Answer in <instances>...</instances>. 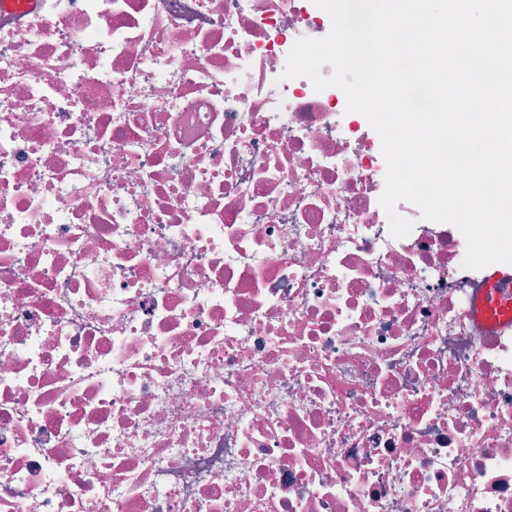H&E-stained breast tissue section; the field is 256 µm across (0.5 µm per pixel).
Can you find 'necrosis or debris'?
<instances>
[{"label": "necrosis or debris", "mask_w": 512, "mask_h": 512, "mask_svg": "<svg viewBox=\"0 0 512 512\" xmlns=\"http://www.w3.org/2000/svg\"><path fill=\"white\" fill-rule=\"evenodd\" d=\"M312 0L0 9V512H512V334L393 237Z\"/></svg>", "instance_id": "necrosis-or-debris-1"}]
</instances>
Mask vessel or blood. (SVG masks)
Masks as SVG:
<instances>
[{
    "label": "vessel or blood",
    "mask_w": 512,
    "mask_h": 512,
    "mask_svg": "<svg viewBox=\"0 0 512 512\" xmlns=\"http://www.w3.org/2000/svg\"><path fill=\"white\" fill-rule=\"evenodd\" d=\"M472 313L497 332L512 331V265L486 266L472 297Z\"/></svg>",
    "instance_id": "obj_1"
}]
</instances>
